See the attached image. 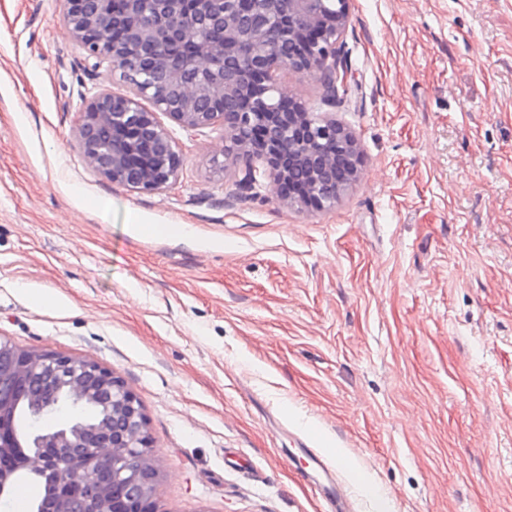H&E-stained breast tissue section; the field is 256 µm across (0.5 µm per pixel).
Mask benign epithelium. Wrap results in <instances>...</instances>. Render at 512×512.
<instances>
[{
    "label": "benign epithelium",
    "mask_w": 512,
    "mask_h": 512,
    "mask_svg": "<svg viewBox=\"0 0 512 512\" xmlns=\"http://www.w3.org/2000/svg\"><path fill=\"white\" fill-rule=\"evenodd\" d=\"M103 0H63L67 35L84 55L120 72L129 92L101 91L81 110L77 131L86 165L141 192L172 186L184 155L165 115L186 130L224 129V162L244 164L240 187L271 190L289 208L332 206L358 179L362 155L355 135L279 88L287 68L320 76L322 103L333 106L336 83L348 85L338 44L351 0H125L107 14ZM123 29L108 45L104 34ZM47 375L59 378L63 400L98 404L99 426H47L17 449L14 388ZM0 497L23 469L45 479L39 512H162L156 457L143 405L99 363L21 349L0 339ZM110 463L112 484L99 480Z\"/></svg>",
    "instance_id": "obj_1"
}]
</instances>
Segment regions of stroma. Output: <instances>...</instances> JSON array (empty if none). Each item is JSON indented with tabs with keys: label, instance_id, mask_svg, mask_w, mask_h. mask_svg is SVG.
<instances>
[{
	"label": "stroma",
	"instance_id": "35a3bbf8",
	"mask_svg": "<svg viewBox=\"0 0 512 512\" xmlns=\"http://www.w3.org/2000/svg\"><path fill=\"white\" fill-rule=\"evenodd\" d=\"M361 174L299 211L169 130L162 193L85 164L63 0H0V338L140 398L163 512H512V0H353Z\"/></svg>",
	"mask_w": 512,
	"mask_h": 512
}]
</instances>
